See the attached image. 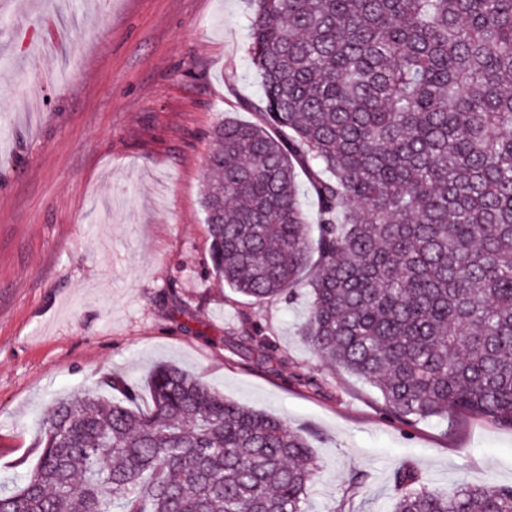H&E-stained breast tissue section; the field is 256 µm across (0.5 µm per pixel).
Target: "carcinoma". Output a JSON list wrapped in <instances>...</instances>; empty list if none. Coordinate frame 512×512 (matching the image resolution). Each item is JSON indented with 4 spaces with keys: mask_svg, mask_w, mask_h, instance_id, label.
Here are the masks:
<instances>
[{
    "mask_svg": "<svg viewBox=\"0 0 512 512\" xmlns=\"http://www.w3.org/2000/svg\"><path fill=\"white\" fill-rule=\"evenodd\" d=\"M256 119L211 131V271L256 302L304 285L300 335L405 423L512 429V0H253ZM316 201L305 209V193ZM153 405L56 399L0 512H308L311 446L174 364ZM393 512H512V486L430 490Z\"/></svg>",
    "mask_w": 512,
    "mask_h": 512,
    "instance_id": "carcinoma-1",
    "label": "carcinoma"
}]
</instances>
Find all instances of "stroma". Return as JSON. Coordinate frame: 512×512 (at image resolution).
<instances>
[{"mask_svg": "<svg viewBox=\"0 0 512 512\" xmlns=\"http://www.w3.org/2000/svg\"><path fill=\"white\" fill-rule=\"evenodd\" d=\"M249 13L248 0H28L54 53L0 19V480L34 467L54 399L112 375L145 409L168 361L308 437L313 512H392L404 465L436 491L512 486V429L400 422L299 336L306 289L254 302L211 275L209 132L254 121L261 96ZM64 57V82L20 97Z\"/></svg>", "mask_w": 512, "mask_h": 512, "instance_id": "obj_1", "label": "stroma"}]
</instances>
